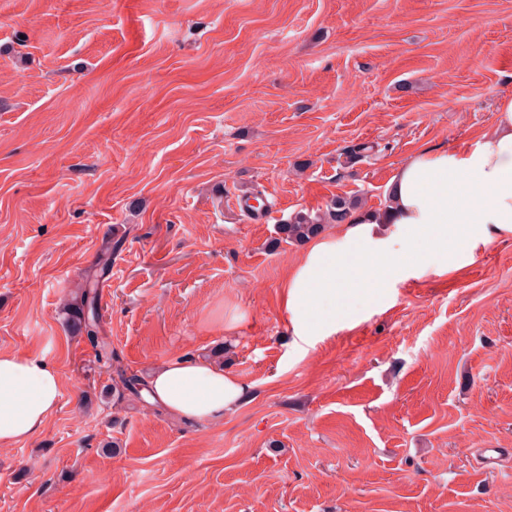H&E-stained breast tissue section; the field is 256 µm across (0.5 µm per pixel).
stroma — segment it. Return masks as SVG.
Wrapping results in <instances>:
<instances>
[{"label":"stroma","instance_id":"35a3bbf8","mask_svg":"<svg viewBox=\"0 0 512 512\" xmlns=\"http://www.w3.org/2000/svg\"><path fill=\"white\" fill-rule=\"evenodd\" d=\"M506 96L512 0H0V350L62 377L0 447V512H512V236L301 349L303 246L277 240L337 196L384 206ZM115 240L122 366L220 346L251 401L204 424L118 398L62 310Z\"/></svg>","mask_w":512,"mask_h":512}]
</instances>
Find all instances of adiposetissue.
<instances>
[{
    "instance_id": "ef3b65f1",
    "label": "adipose tissue",
    "mask_w": 512,
    "mask_h": 512,
    "mask_svg": "<svg viewBox=\"0 0 512 512\" xmlns=\"http://www.w3.org/2000/svg\"><path fill=\"white\" fill-rule=\"evenodd\" d=\"M388 208L359 209L336 233L307 241L286 283V311L301 342L335 333L388 288L428 269L447 271L463 249L512 235V98L491 128L462 149H424L396 169ZM62 382L45 358L0 351V445L37 436L58 408ZM152 400L172 414L216 421L249 388L223 365L175 359L152 371Z\"/></svg>"
}]
</instances>
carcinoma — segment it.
<instances>
[{"label": "carcinoma", "mask_w": 512, "mask_h": 512, "mask_svg": "<svg viewBox=\"0 0 512 512\" xmlns=\"http://www.w3.org/2000/svg\"><path fill=\"white\" fill-rule=\"evenodd\" d=\"M359 200L354 197L337 196L326 205L323 212L312 216L308 213L298 212L288 219V222L278 225L280 240L286 243L303 242L319 234L327 224H341L351 214ZM114 246L108 244L100 263L99 272L88 275L83 283L74 291L70 300L63 305L68 318L72 320L78 332L84 334L94 349L95 361L100 367L110 372L115 354L112 343L101 336V318L99 314V288L100 278L109 270V258ZM117 380L113 385L114 391L123 396L130 394L141 397L142 380L125 369H116Z\"/></svg>", "instance_id": "1"}]
</instances>
